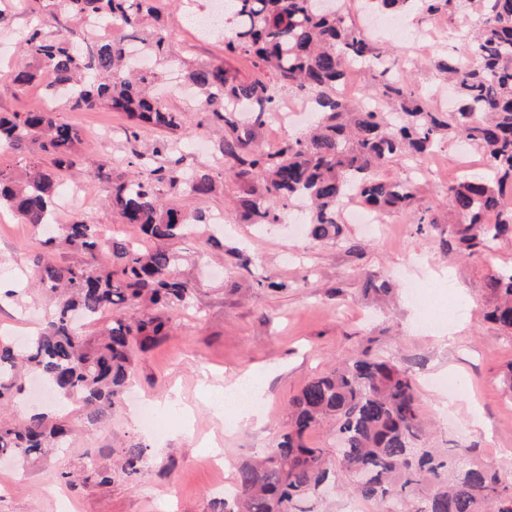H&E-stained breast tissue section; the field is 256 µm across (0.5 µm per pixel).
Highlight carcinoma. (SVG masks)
I'll return each instance as SVG.
<instances>
[{
	"mask_svg": "<svg viewBox=\"0 0 512 512\" xmlns=\"http://www.w3.org/2000/svg\"><path fill=\"white\" fill-rule=\"evenodd\" d=\"M35 22L18 42L27 60L12 79L13 93H24L44 72L52 73L49 95L58 86L71 112L109 108L127 113L137 125L168 134L152 150L166 156L156 165L132 151L131 171L118 173L107 156L89 158L80 130L47 110L0 112V207L17 212L24 223L43 228L57 210L63 176L85 168L123 224L151 242L112 240L104 256L101 225L85 219L59 225L45 234L36 256L39 285L56 298L44 328L22 344L0 341V457L35 462L50 449H62L72 429L67 417L34 413L21 421L2 413L24 392L30 371L60 394L61 404H82L90 423L102 420L123 397L130 377L134 345L168 332L174 310L191 299L193 276L179 269L172 242L188 238L211 214L164 201L167 196L204 199L219 188L208 166L187 167L177 155L184 136L182 113L155 93L163 77L156 69L130 66L129 46L166 62L170 29L159 0H30ZM474 26L456 37L470 55L467 65L443 60L439 68L455 82L458 106L434 111L400 77L387 76L394 59L366 36L336 0H224L234 27L224 43L227 54L256 59L261 76L242 80L224 64H199L185 70L184 82L198 93L199 128L222 122L215 151L223 171L239 186L235 213L250 224H275L281 209L299 200L310 210L307 230L314 240L337 241V217L346 199L356 196L379 212L413 211L417 231L440 232L443 249L486 252L512 238V0H478ZM419 5L426 15L460 12L463 0H369L375 12L397 13ZM109 16L116 36L77 48L83 25ZM54 21L57 33L43 28ZM367 67L380 84L381 97L398 112L370 104L354 106L338 93L347 63ZM288 86L310 98L319 120L306 135L274 149L257 142L256 131L276 109V88ZM249 106L248 121L236 118L238 105ZM460 137L483 152L484 172L468 174L448 186V210L455 221L440 228L429 207L414 205L411 188L379 180L372 172L397 157L412 162L430 154L444 138ZM495 211L497 221L485 222ZM80 255L59 261L62 250ZM487 319L512 335V269L491 273L486 281ZM388 281L368 275L366 296L386 297ZM112 317L92 335L75 325ZM329 422L336 427V463L323 448L304 442L310 430ZM426 424L408 370L393 358L364 355L342 361L310 379L289 402L288 431L274 448L238 469L224 497V512H314L309 504L334 483L356 498L373 502L379 512H512V474L489 469L467 448L452 455L421 448ZM146 448L121 450L120 468L140 473Z\"/></svg>",
	"mask_w": 512,
	"mask_h": 512,
	"instance_id": "cac0c4a2",
	"label": "carcinoma"
}]
</instances>
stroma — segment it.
Listing matches in <instances>:
<instances>
[{
  "instance_id": "obj_1",
  "label": "stroma",
  "mask_w": 512,
  "mask_h": 512,
  "mask_svg": "<svg viewBox=\"0 0 512 512\" xmlns=\"http://www.w3.org/2000/svg\"><path fill=\"white\" fill-rule=\"evenodd\" d=\"M211 0H162L171 28L175 62L221 63L239 76L255 68L245 56L224 52L225 30L203 37L190 17L208 11ZM406 37L424 39L427 52L407 72L408 84L429 106L446 110L448 83L438 63L463 59L458 41L436 37L421 13L407 14ZM17 51L0 56V111L24 112L35 107L62 108L60 99L38 82L14 95L11 73L21 65ZM67 121L82 132L87 154L111 156L125 165L131 151L150 153L160 130L135 129L122 112L98 108L70 112ZM139 139L128 143L130 132ZM432 176L410 180V165L397 158L380 167L378 178L410 183L421 207L439 215L448 211L445 193L466 172H480L479 152L461 161L459 144L442 141L426 158ZM65 184L84 182L89 191L59 211L60 223L88 217L106 236L131 239L130 225L120 223L89 175L74 170ZM238 187L225 179L224 190L200 200L206 212L229 218L223 232L201 225L195 236L173 243L185 265L197 276L187 307L170 311L168 335L136 348L130 387L121 404L103 421L89 424L83 410L67 412L79 428L68 448L27 465L0 461V512H58L67 496L77 512H219L224 491L236 482L239 466L276 445L288 429V402L312 377L338 362L365 354L394 356L412 376L420 408L430 428L422 442L429 448H472L486 466L512 470V391L505 384L512 370V337L486 320L485 284L496 270L512 268V239L492 251L472 256L444 250L439 233L420 235L408 212L385 214L381 236L365 225L340 217L342 242L310 240L295 206L277 224H240L230 220ZM42 238L9 209L0 210V335L15 340L34 335L54 306L32 287L33 260ZM391 279L395 298L380 307L363 296L366 275ZM269 277L274 288L259 291L255 279ZM428 287L430 305L440 316L437 326L421 323L410 300L413 285ZM454 330L447 346L440 335ZM244 378L265 407L257 420L229 430L224 426V387ZM436 377L461 382L456 405L431 389ZM152 404L160 417L148 428L137 405ZM134 444L146 448L141 475L129 479L117 464L120 451ZM94 463L84 483L68 487L62 471ZM108 483H101V475Z\"/></svg>"
}]
</instances>
